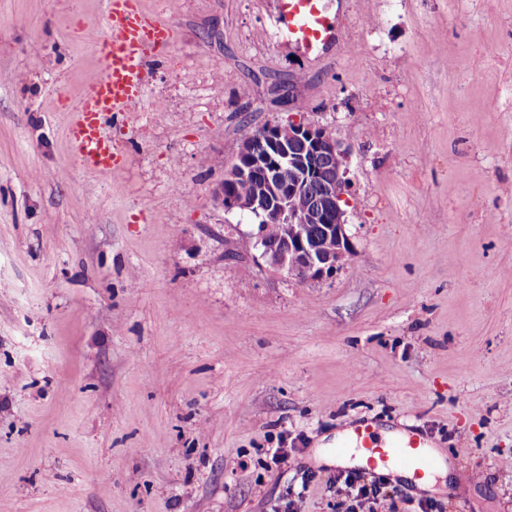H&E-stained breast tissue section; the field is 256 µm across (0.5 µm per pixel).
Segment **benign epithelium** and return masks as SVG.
<instances>
[{
	"label": "benign epithelium",
	"instance_id": "1",
	"mask_svg": "<svg viewBox=\"0 0 512 512\" xmlns=\"http://www.w3.org/2000/svg\"><path fill=\"white\" fill-rule=\"evenodd\" d=\"M346 153L322 126L267 125L241 144L218 197L226 210L255 215L265 263L301 281L333 276L352 255L346 211ZM280 225L266 236L265 223Z\"/></svg>",
	"mask_w": 512,
	"mask_h": 512
}]
</instances>
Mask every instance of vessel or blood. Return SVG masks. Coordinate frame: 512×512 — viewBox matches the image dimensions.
<instances>
[{
	"label": "vessel or blood",
	"instance_id": "obj_1",
	"mask_svg": "<svg viewBox=\"0 0 512 512\" xmlns=\"http://www.w3.org/2000/svg\"><path fill=\"white\" fill-rule=\"evenodd\" d=\"M108 31L98 44L103 69L90 75L74 110L70 128L73 152L81 165L95 173L119 168L106 128L112 119H131L141 111L146 85L143 69L148 53L167 48L173 30L160 18L146 13L137 0H101ZM288 36L307 46L331 40L333 30L316 6V0H287ZM426 440L415 432L382 439L372 422H356L347 437L336 444L335 454L359 452L360 473L381 475L399 471L423 479L436 472L440 457L426 453Z\"/></svg>",
	"mask_w": 512,
	"mask_h": 512
}]
</instances>
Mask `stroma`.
<instances>
[{
  "label": "stroma",
  "instance_id": "1",
  "mask_svg": "<svg viewBox=\"0 0 512 512\" xmlns=\"http://www.w3.org/2000/svg\"><path fill=\"white\" fill-rule=\"evenodd\" d=\"M142 2L175 36L96 174L100 0H0V512H344L320 447L361 419L451 460L385 478L396 512H512V0H320L315 48L284 0ZM291 119L348 153L320 281L217 196L240 126ZM288 8V38L307 46L326 44L333 29L316 7V0H286Z\"/></svg>",
  "mask_w": 512,
  "mask_h": 512
}]
</instances>
